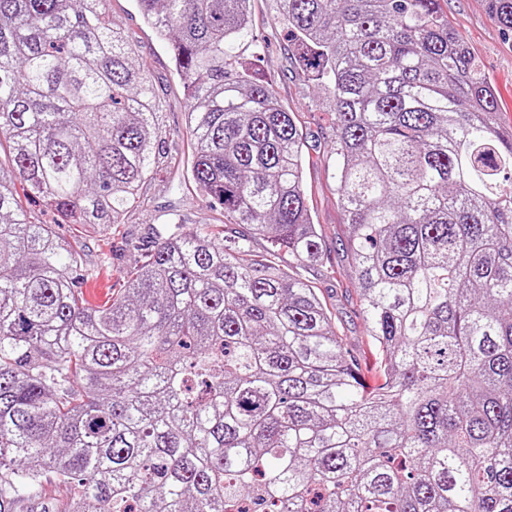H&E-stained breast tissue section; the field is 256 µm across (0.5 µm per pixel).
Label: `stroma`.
I'll list each match as a JSON object with an SVG mask.
<instances>
[{
    "instance_id": "1",
    "label": "stroma",
    "mask_w": 512,
    "mask_h": 512,
    "mask_svg": "<svg viewBox=\"0 0 512 512\" xmlns=\"http://www.w3.org/2000/svg\"><path fill=\"white\" fill-rule=\"evenodd\" d=\"M440 9L449 26L481 62L496 93L499 126L512 128V33L492 18L486 0H440ZM106 12L114 26L127 35L135 60L146 63L149 69L159 101L165 158L143 185L147 207L130 210L116 229L89 237L79 227L57 225L59 233L84 239L87 263L96 264L104 254L111 257L110 267L102 270L98 280L102 288L120 284V271L147 255L160 224L169 218H179L189 228L224 221L220 208L199 196L187 170L191 156L187 101L168 48L142 22L135 0H108ZM250 12L253 32L266 45L253 67L274 89L281 105L294 112L305 138L304 182L312 219L321 235L324 262L300 267L296 274L320 289L348 349L360 357L362 364L374 365V350L358 308V283L343 245L347 228L335 192L337 160L331 149L333 130L326 97L303 69L279 21V0H251Z\"/></svg>"
}]
</instances>
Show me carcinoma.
I'll return each instance as SVG.
<instances>
[{
	"label": "carcinoma",
	"mask_w": 512,
	"mask_h": 512,
	"mask_svg": "<svg viewBox=\"0 0 512 512\" xmlns=\"http://www.w3.org/2000/svg\"><path fill=\"white\" fill-rule=\"evenodd\" d=\"M106 2L0 0V512L48 474L70 512H512V138L439 0H279L332 97L372 389L291 274L323 249L249 0H137L224 223L176 222L97 305L111 257L31 221L38 198L104 232L163 158ZM488 5L512 31V0Z\"/></svg>",
	"instance_id": "1"
}]
</instances>
